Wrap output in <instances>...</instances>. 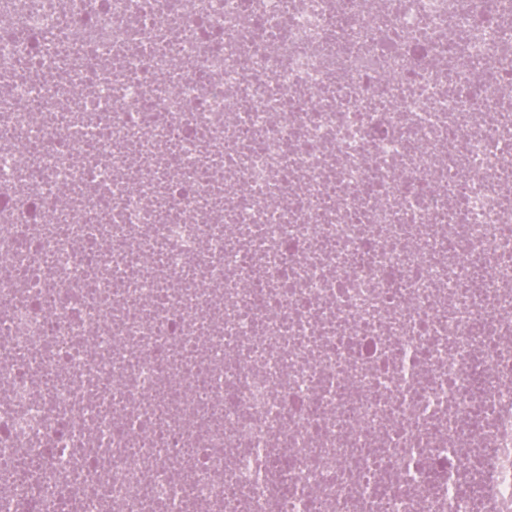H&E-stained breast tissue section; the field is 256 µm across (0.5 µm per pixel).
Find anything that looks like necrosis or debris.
Masks as SVG:
<instances>
[{"label":"necrosis or debris","mask_w":512,"mask_h":512,"mask_svg":"<svg viewBox=\"0 0 512 512\" xmlns=\"http://www.w3.org/2000/svg\"><path fill=\"white\" fill-rule=\"evenodd\" d=\"M0 512H512V0H0Z\"/></svg>","instance_id":"obj_1"}]
</instances>
